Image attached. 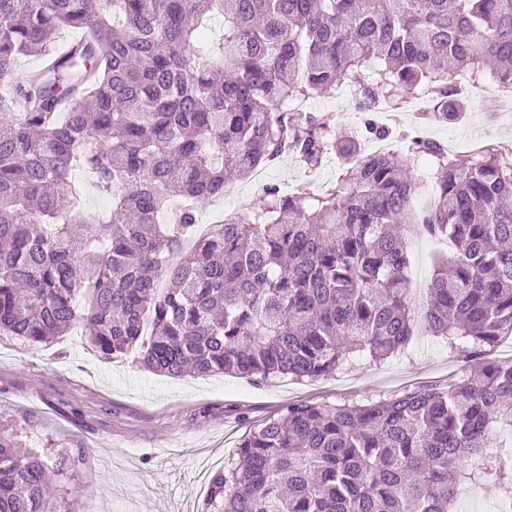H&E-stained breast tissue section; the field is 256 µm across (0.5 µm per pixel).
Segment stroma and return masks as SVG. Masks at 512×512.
<instances>
[{
	"mask_svg": "<svg viewBox=\"0 0 512 512\" xmlns=\"http://www.w3.org/2000/svg\"><path fill=\"white\" fill-rule=\"evenodd\" d=\"M479 125L512 153V113L499 112L494 99L469 101L464 121L431 125L427 132L466 143ZM265 173L280 190L301 183L315 194L335 182L338 166L326 160L308 172L284 158ZM408 244L411 279L421 288L435 256L450 247L413 232ZM474 372L449 357L445 344L418 337L407 356L365 360L316 380L171 379L144 371L131 354L102 361L75 328L36 347L0 339V433L51 459L62 451L85 455V464L57 482L76 512L88 500L96 502V512H200L208 486L197 481L199 462L207 458L212 470L223 468L251 427L289 404L367 402Z\"/></svg>",
	"mask_w": 512,
	"mask_h": 512,
	"instance_id": "stroma-1",
	"label": "stroma"
}]
</instances>
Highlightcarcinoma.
<instances>
[{"mask_svg": "<svg viewBox=\"0 0 512 512\" xmlns=\"http://www.w3.org/2000/svg\"><path fill=\"white\" fill-rule=\"evenodd\" d=\"M224 19L214 38L203 26ZM64 29L89 36L61 44ZM0 336L79 326L104 360L170 378L319 379L440 338L472 378L340 405L295 403L249 431L203 512H453L461 486L512 504V154L432 139L369 153L281 104L348 89L359 103L434 95L448 76L512 85V0H0ZM339 159L313 195L263 188L250 218L194 236L198 205L283 156ZM426 158L435 191L413 206ZM112 200L83 208L71 172ZM446 239L423 295L406 231ZM54 464L0 435V512H75Z\"/></svg>", "mask_w": 512, "mask_h": 512, "instance_id": "1", "label": "carcinoma"}]
</instances>
